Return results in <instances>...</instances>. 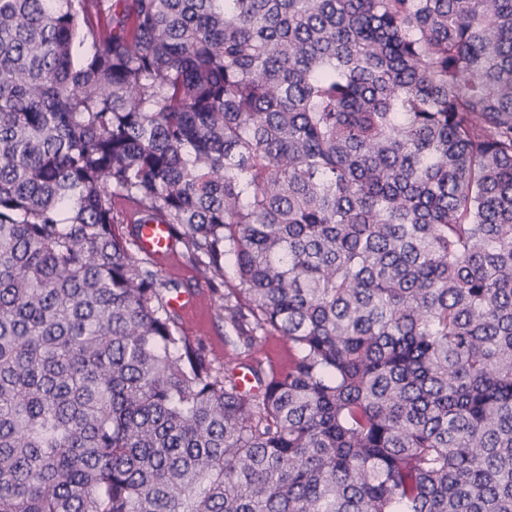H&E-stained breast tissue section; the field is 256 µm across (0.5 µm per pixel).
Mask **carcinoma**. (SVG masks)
<instances>
[{
    "label": "carcinoma",
    "instance_id": "1",
    "mask_svg": "<svg viewBox=\"0 0 512 512\" xmlns=\"http://www.w3.org/2000/svg\"><path fill=\"white\" fill-rule=\"evenodd\" d=\"M0 512H512V0H0ZM138 244L158 261L167 262L174 256L173 241L166 224H144ZM199 289H205L207 293L205 301H202L200 306L196 309L195 313L190 316L189 313L193 312L196 302L185 299L183 296H196ZM222 293H215L212 295L210 287L204 283H200L195 292L191 290L190 293H185L183 296L172 301L174 307L180 312L184 313L182 317L185 319V330L189 336H203L207 339L212 357L221 364H224L226 359L225 353L229 351V347L224 345V320L219 318V308L224 300L220 295Z\"/></svg>",
    "mask_w": 512,
    "mask_h": 512
}]
</instances>
